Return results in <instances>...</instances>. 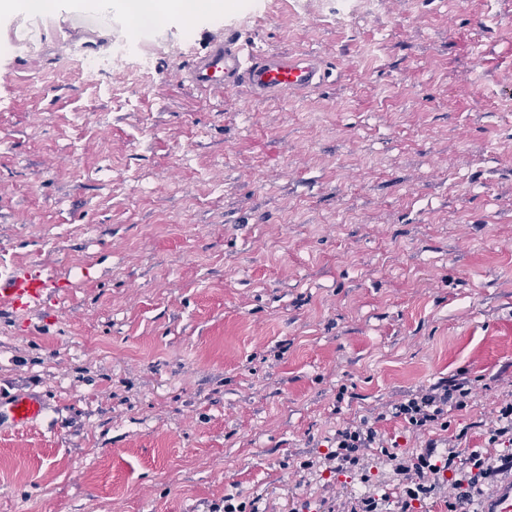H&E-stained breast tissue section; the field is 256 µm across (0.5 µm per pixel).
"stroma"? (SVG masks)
Instances as JSON below:
<instances>
[{"mask_svg":"<svg viewBox=\"0 0 512 512\" xmlns=\"http://www.w3.org/2000/svg\"><path fill=\"white\" fill-rule=\"evenodd\" d=\"M0 40V275L59 287L0 310V391L38 396L0 425V512H324L402 477L300 470L373 420L411 456L461 458L512 401V0H224L173 19L140 59L94 77L121 15L66 36ZM334 65L319 89L249 102L183 81L230 33ZM467 382L448 430L409 432L395 403ZM58 284L37 264L22 266L0 276V306L13 313L27 312L40 304ZM44 403L37 397L13 395L4 397L0 392V420L5 415L18 428L37 423L44 414Z\"/></svg>","mask_w":512,"mask_h":512,"instance_id":"35a3bbf8","label":"stroma"}]
</instances>
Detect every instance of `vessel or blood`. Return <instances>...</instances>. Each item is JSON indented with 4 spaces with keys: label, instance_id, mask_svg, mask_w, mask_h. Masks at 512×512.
Returning <instances> with one entry per match:
<instances>
[{
    "label": "vessel or blood",
    "instance_id": "vessel-or-blood-1",
    "mask_svg": "<svg viewBox=\"0 0 512 512\" xmlns=\"http://www.w3.org/2000/svg\"><path fill=\"white\" fill-rule=\"evenodd\" d=\"M325 61L311 53H255L235 39L212 42L194 57L186 70L188 82L207 92L247 89L252 97H278L301 93L322 85L327 77ZM55 281L43 267L22 266L0 276V306L12 312H26L40 304L55 288ZM43 402L34 396L0 395V418L8 417L18 428L37 423L43 416ZM485 512H512V479L497 485L484 500Z\"/></svg>",
    "mask_w": 512,
    "mask_h": 512
}]
</instances>
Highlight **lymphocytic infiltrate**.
I'll use <instances>...</instances> for the list:
<instances>
[{"label":"lymphocytic infiltrate","instance_id":"obj_1","mask_svg":"<svg viewBox=\"0 0 512 512\" xmlns=\"http://www.w3.org/2000/svg\"><path fill=\"white\" fill-rule=\"evenodd\" d=\"M469 394L464 383L436 384L411 395L393 405L394 416L400 417L408 429L421 433L432 426L447 427L449 409H463ZM379 449L382 456L394 462L396 471L404 477L403 492L396 502V512H418V504L437 493L448 496V512H465L470 494L493 476L512 470V455L501 457L499 463H491L479 452H472L467 467H460L459 453L449 449L446 457L435 454L434 443H426L410 463L404 464L397 453L385 445L378 430L361 421L359 425L337 430L333 448L317 459L301 462L304 470L313 468L332 474H355L364 472V460L369 449Z\"/></svg>","mask_w":512,"mask_h":512}]
</instances>
